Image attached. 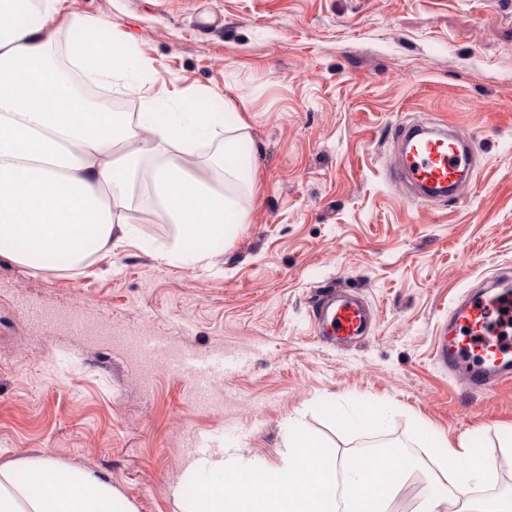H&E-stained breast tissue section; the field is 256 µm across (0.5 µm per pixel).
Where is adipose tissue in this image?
Masks as SVG:
<instances>
[{
  "label": "adipose tissue",
  "instance_id": "1",
  "mask_svg": "<svg viewBox=\"0 0 512 512\" xmlns=\"http://www.w3.org/2000/svg\"><path fill=\"white\" fill-rule=\"evenodd\" d=\"M0 0V256L40 267L62 259L83 266L96 252L135 239L132 213L144 160L157 206L179 235L163 258L207 261L210 242L229 225L246 221L241 195L252 184L240 173L241 135L223 112H208L178 87L155 89L153 65L129 49L112 21H90V34L68 59L83 76L107 88L91 100L58 72L52 51L61 0ZM134 91L140 112H119L112 95ZM213 148L201 156L202 145ZM281 466L259 471L241 456L195 459L189 471L208 474L200 486L202 512H387L421 459L393 460L371 470L343 473V490L314 479L295 486L301 466L335 473L336 454L317 437L292 433ZM428 476L433 493L417 512H512V494L494 502L473 496L491 480L493 462L469 441L442 452ZM0 512H137L95 471L42 454L0 465Z\"/></svg>",
  "mask_w": 512,
  "mask_h": 512
}]
</instances>
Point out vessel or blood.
Masks as SVG:
<instances>
[{
	"mask_svg": "<svg viewBox=\"0 0 512 512\" xmlns=\"http://www.w3.org/2000/svg\"><path fill=\"white\" fill-rule=\"evenodd\" d=\"M391 138L398 158L389 176L406 184L412 199L455 200L472 183L474 142L452 127L434 121L401 123ZM312 322L317 336L347 344L368 333L369 308L360 297L330 288L315 304ZM436 360L476 392L512 383L511 280L491 277L486 289L466 295L449 309Z\"/></svg>",
	"mask_w": 512,
	"mask_h": 512,
	"instance_id": "1",
	"label": "vessel or blood"
}]
</instances>
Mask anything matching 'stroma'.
I'll use <instances>...</instances> for the list:
<instances>
[{"label":"stroma","instance_id":"stroma-1","mask_svg":"<svg viewBox=\"0 0 512 512\" xmlns=\"http://www.w3.org/2000/svg\"><path fill=\"white\" fill-rule=\"evenodd\" d=\"M102 17L177 83L245 122L246 223L209 265L171 263L177 225L137 223V240L82 268L35 270L0 257V464L48 453L108 479L138 512H190L188 442L280 462L299 430L337 467L381 435L410 456L470 439L492 459L483 498L512 491V385L469 390L435 362L439 321L482 279L512 269V0H66ZM430 118L473 138L484 163L453 202L407 199L388 177L389 132ZM353 288L375 310L370 336L317 342V293ZM115 333L224 358L198 403L158 362L50 332L38 309ZM387 413L382 431L351 423Z\"/></svg>","mask_w":512,"mask_h":512}]
</instances>
